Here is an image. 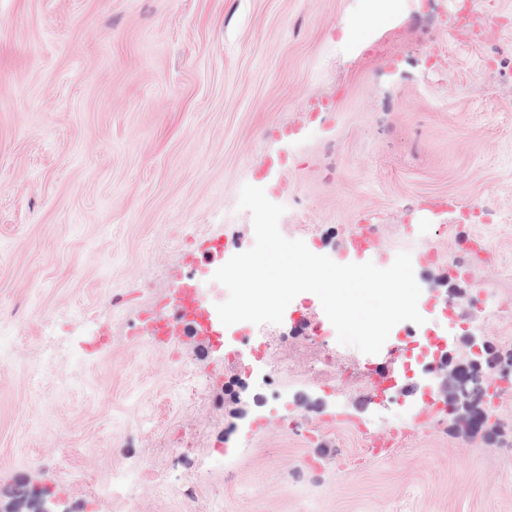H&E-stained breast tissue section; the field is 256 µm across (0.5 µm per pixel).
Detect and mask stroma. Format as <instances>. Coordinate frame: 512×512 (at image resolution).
Listing matches in <instances>:
<instances>
[{
  "instance_id": "1",
  "label": "stroma",
  "mask_w": 512,
  "mask_h": 512,
  "mask_svg": "<svg viewBox=\"0 0 512 512\" xmlns=\"http://www.w3.org/2000/svg\"><path fill=\"white\" fill-rule=\"evenodd\" d=\"M504 26L456 33L448 0H0V496L20 478L70 512H512V392L491 448L455 430L417 431L384 458L329 425L319 455L301 409L205 468L209 441L241 405L180 397L184 375L220 373L180 343L178 365L129 323L189 278L210 304L221 237L254 244L244 184L285 206L279 230L336 257L353 225L401 252L414 237L448 259L461 212L491 262L507 316L472 314L512 350V0H472ZM457 206L418 223L426 201ZM497 215L479 221L481 211ZM98 317L109 344L40 365ZM194 446L170 459L172 433ZM129 459L195 477L200 496L92 497Z\"/></svg>"
}]
</instances>
